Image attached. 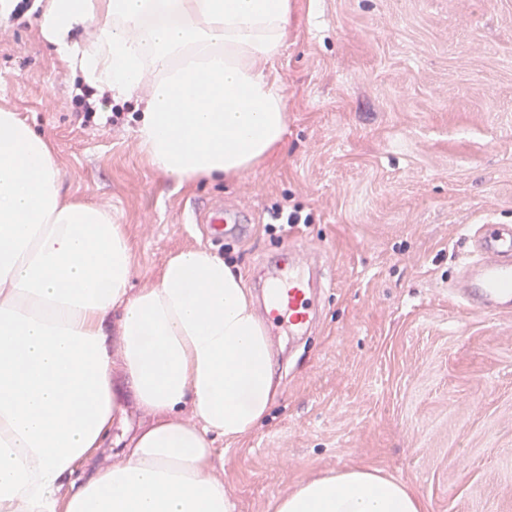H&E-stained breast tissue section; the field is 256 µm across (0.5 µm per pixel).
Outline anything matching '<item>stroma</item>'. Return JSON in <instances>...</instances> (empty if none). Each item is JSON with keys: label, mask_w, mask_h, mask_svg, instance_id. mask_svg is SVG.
Listing matches in <instances>:
<instances>
[{"label": "stroma", "mask_w": 512, "mask_h": 512, "mask_svg": "<svg viewBox=\"0 0 512 512\" xmlns=\"http://www.w3.org/2000/svg\"><path fill=\"white\" fill-rule=\"evenodd\" d=\"M40 14L0 16V109L50 141L66 195L125 224L134 287L199 246L253 292L290 243L318 256V328L270 334V410L216 443L233 512L349 467L406 482L427 512H512V314L448 298L480 221L512 224V0H293L282 156L193 185L147 163L134 101L89 120L72 105L87 86ZM278 204L306 223L267 232ZM213 205L243 210L247 234L216 243L189 221Z\"/></svg>", "instance_id": "35a3bbf8"}]
</instances>
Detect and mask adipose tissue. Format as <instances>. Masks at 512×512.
Segmentation results:
<instances>
[{"instance_id": "obj_1", "label": "adipose tissue", "mask_w": 512, "mask_h": 512, "mask_svg": "<svg viewBox=\"0 0 512 512\" xmlns=\"http://www.w3.org/2000/svg\"><path fill=\"white\" fill-rule=\"evenodd\" d=\"M292 0H46V40L88 86L142 95L135 136L181 183L240 177L281 153L275 69ZM96 24L89 43L74 32ZM52 145L0 109V512H232L215 442L250 432L273 401L269 340L239 271L205 248L132 286L111 211L62 195ZM116 343L108 345L107 321ZM149 421L119 461L59 490L126 409ZM274 512H425L410 487L340 468L297 484Z\"/></svg>"}]
</instances>
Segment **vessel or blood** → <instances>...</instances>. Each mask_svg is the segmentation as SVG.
Returning <instances> with one entry per match:
<instances>
[{
  "label": "vessel or blood",
  "mask_w": 512,
  "mask_h": 512,
  "mask_svg": "<svg viewBox=\"0 0 512 512\" xmlns=\"http://www.w3.org/2000/svg\"><path fill=\"white\" fill-rule=\"evenodd\" d=\"M204 219L216 239L242 226L233 209H206ZM470 253L449 287L451 296L481 312L512 313V225L486 219L472 236ZM317 315V303L302 262H282L269 269L267 321L289 335L302 336L315 326Z\"/></svg>",
  "instance_id": "1"
}]
</instances>
